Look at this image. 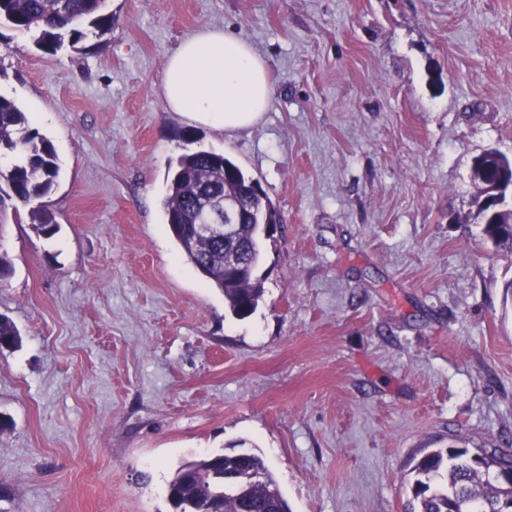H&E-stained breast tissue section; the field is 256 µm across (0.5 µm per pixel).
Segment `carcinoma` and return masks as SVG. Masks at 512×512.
Returning <instances> with one entry per match:
<instances>
[{
	"label": "carcinoma",
	"mask_w": 512,
	"mask_h": 512,
	"mask_svg": "<svg viewBox=\"0 0 512 512\" xmlns=\"http://www.w3.org/2000/svg\"><path fill=\"white\" fill-rule=\"evenodd\" d=\"M0 24L29 38L46 53L79 45L112 30L107 0H0ZM13 157L0 171V204L4 198L29 205L46 195L60 173L53 144L30 128L25 112L0 96V152ZM237 202L247 212L230 242L194 238L195 224L211 203L212 193ZM165 224L187 262L224 293L232 315L251 316L263 293L257 275L261 243L268 224L280 218L268 200L253 191L252 180L222 151L197 150L181 154L168 172L162 201ZM37 234L51 238L58 226L43 209ZM484 236L497 246H512V211L476 215ZM15 323L0 315V349L19 342ZM469 452L454 446L423 456L416 464L411 512H512V490L493 484L490 473L512 468V453L483 455L482 465L464 460ZM206 484L224 491V512H291L262 457L250 452L212 453L182 463L167 491L183 495L187 484Z\"/></svg>",
	"instance_id": "obj_1"
}]
</instances>
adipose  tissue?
<instances>
[{
    "label": "adipose tissue",
    "instance_id": "1",
    "mask_svg": "<svg viewBox=\"0 0 512 512\" xmlns=\"http://www.w3.org/2000/svg\"><path fill=\"white\" fill-rule=\"evenodd\" d=\"M274 93L268 64L253 45L210 27L185 39L167 58L161 85L171 111L228 133L257 125Z\"/></svg>",
    "mask_w": 512,
    "mask_h": 512
}]
</instances>
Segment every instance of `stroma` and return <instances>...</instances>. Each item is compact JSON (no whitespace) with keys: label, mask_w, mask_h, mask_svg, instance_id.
Masks as SVG:
<instances>
[{"label":"stroma","mask_w":512,"mask_h":512,"mask_svg":"<svg viewBox=\"0 0 512 512\" xmlns=\"http://www.w3.org/2000/svg\"><path fill=\"white\" fill-rule=\"evenodd\" d=\"M110 32L42 52L0 28V95L60 174L0 206V512H170L180 461L236 443L292 512H406L437 448L512 445V249L478 224L476 156L512 158V0H109ZM266 59L262 121L199 126L282 227L248 318L164 223L190 127L161 94L189 35Z\"/></svg>","instance_id":"obj_1"}]
</instances>
